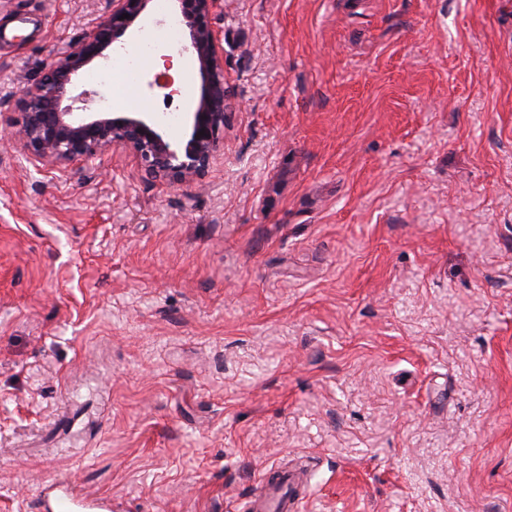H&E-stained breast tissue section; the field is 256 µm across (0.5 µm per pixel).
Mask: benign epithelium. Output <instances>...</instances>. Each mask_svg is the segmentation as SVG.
<instances>
[{
    "mask_svg": "<svg viewBox=\"0 0 512 512\" xmlns=\"http://www.w3.org/2000/svg\"><path fill=\"white\" fill-rule=\"evenodd\" d=\"M188 27L183 52L197 64L200 92L187 118L185 140L175 146L145 112H73L61 107L73 75L95 59H109L136 32L149 0H110V14L72 50L59 56L43 77L24 84L19 128L5 124L0 135L13 140L41 165L75 166L103 161L116 148L130 152L140 167L165 186L203 185L213 167L229 108L224 50L211 16L222 0H174ZM127 18H122V15ZM205 135H200V131Z\"/></svg>",
    "mask_w": 512,
    "mask_h": 512,
    "instance_id": "1",
    "label": "benign epithelium"
}]
</instances>
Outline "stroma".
<instances>
[{"label": "stroma", "mask_w": 512, "mask_h": 512, "mask_svg": "<svg viewBox=\"0 0 512 512\" xmlns=\"http://www.w3.org/2000/svg\"><path fill=\"white\" fill-rule=\"evenodd\" d=\"M109 0H0V120ZM205 186L0 143V512H512V0H223ZM149 75L196 101V68ZM286 474L287 473H285V471L277 468L270 470L263 477L260 484V490L251 502V512L295 511V508L297 507L296 499L287 503L281 493V480L275 479L277 475L285 476ZM40 509L44 512H85L90 509V506L85 505L72 494L62 491L51 499H44Z\"/></svg>", "instance_id": "35a3bbf8"}]
</instances>
